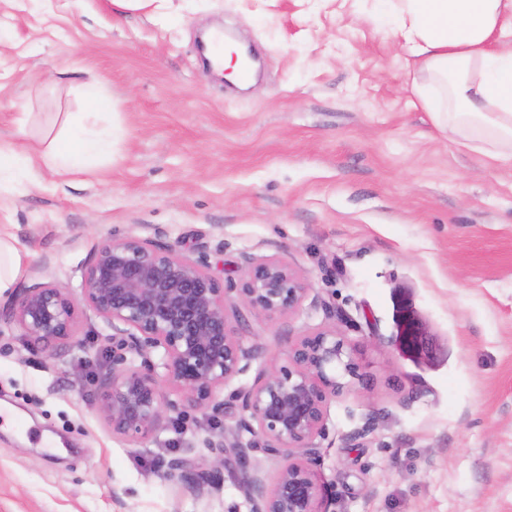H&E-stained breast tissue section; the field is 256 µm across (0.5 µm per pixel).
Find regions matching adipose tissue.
<instances>
[{
	"label": "adipose tissue",
	"instance_id": "obj_1",
	"mask_svg": "<svg viewBox=\"0 0 512 512\" xmlns=\"http://www.w3.org/2000/svg\"><path fill=\"white\" fill-rule=\"evenodd\" d=\"M396 44L413 59L411 89L459 148L483 142L489 163L512 167V0H385ZM92 107L35 144L0 143V177L43 164L59 175L85 171L112 151ZM30 255L0 229V294Z\"/></svg>",
	"mask_w": 512,
	"mask_h": 512
}]
</instances>
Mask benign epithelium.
Returning <instances> with one entry per match:
<instances>
[{"label":"benign epithelium","instance_id":"obj_1","mask_svg":"<svg viewBox=\"0 0 512 512\" xmlns=\"http://www.w3.org/2000/svg\"><path fill=\"white\" fill-rule=\"evenodd\" d=\"M85 306L112 328L106 350L112 372L100 380V411L115 437H151L172 415L224 410L221 393L245 374L261 347L239 326L245 314L278 318L297 312L304 283L277 259H247L244 276L220 285L205 258L180 256L149 239L112 237L80 268ZM25 335L50 352L75 345L76 309L68 288L26 289L12 310ZM389 342L404 355L426 349L425 332L409 313ZM361 367L344 336L320 329L288 343L285 362L234 389L241 417L234 442H208L222 457L211 464L175 459L167 477L200 491L216 483L231 450L244 466L261 451L279 459L254 465L244 480L249 512H327V487L314 469L318 440L328 433V403L355 389ZM177 395L171 399L165 392Z\"/></svg>","mask_w":512,"mask_h":512}]
</instances>
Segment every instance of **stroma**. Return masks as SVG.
I'll use <instances>...</instances> for the list:
<instances>
[{"label": "stroma", "mask_w": 512, "mask_h": 512, "mask_svg": "<svg viewBox=\"0 0 512 512\" xmlns=\"http://www.w3.org/2000/svg\"><path fill=\"white\" fill-rule=\"evenodd\" d=\"M212 26L250 46L261 75L237 87L204 67ZM382 0H0V141L25 142L60 112L108 102L112 153L92 170L0 183V225L32 258L0 296V512H248L244 471L218 488L170 481L171 460L212 457L236 404L134 444L98 410L110 328L82 300L80 267L107 239L206 253L219 282L243 259L288 264L300 310L252 315L281 362L321 327L346 337L356 392L329 405L317 472L330 512H512V169L454 147L406 88ZM29 113L19 125L20 113ZM68 285L83 345L50 354L12 322L25 288ZM428 347L387 338L399 311ZM364 436H357V429Z\"/></svg>", "instance_id": "1"}]
</instances>
